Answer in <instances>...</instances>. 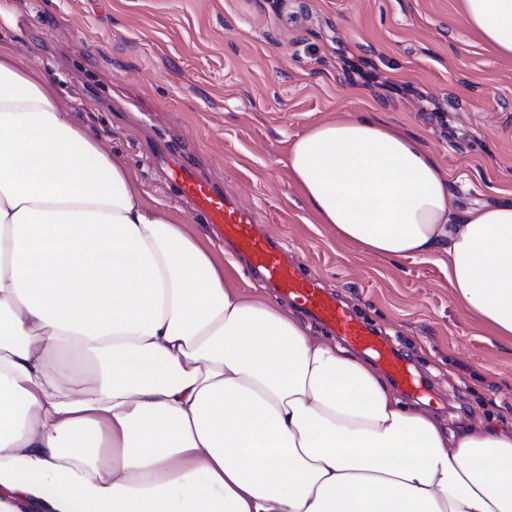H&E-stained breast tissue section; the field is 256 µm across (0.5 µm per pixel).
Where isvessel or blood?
<instances>
[{"label": "vessel or blood", "mask_w": 512, "mask_h": 512, "mask_svg": "<svg viewBox=\"0 0 512 512\" xmlns=\"http://www.w3.org/2000/svg\"><path fill=\"white\" fill-rule=\"evenodd\" d=\"M163 177L190 205L191 216L202 218L219 239L231 245L254 279L287 298L345 346L376 360L398 388L425 395L426 389L407 356L387 343L375 326L336 294L323 288L317 279L306 276L293 254L260 232L253 211L200 175L189 162H168Z\"/></svg>", "instance_id": "b4317fda"}]
</instances>
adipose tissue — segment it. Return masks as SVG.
<instances>
[{
    "label": "adipose tissue",
    "instance_id": "1",
    "mask_svg": "<svg viewBox=\"0 0 512 512\" xmlns=\"http://www.w3.org/2000/svg\"><path fill=\"white\" fill-rule=\"evenodd\" d=\"M512 58V0H462ZM288 168L372 254L447 257L512 340V200L451 213L419 142L362 115ZM0 512H512V428L456 431L224 278L54 85L0 46Z\"/></svg>",
    "mask_w": 512,
    "mask_h": 512
}]
</instances>
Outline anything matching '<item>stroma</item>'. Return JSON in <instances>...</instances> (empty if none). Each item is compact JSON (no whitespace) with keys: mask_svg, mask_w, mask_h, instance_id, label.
I'll return each mask as SVG.
<instances>
[{"mask_svg":"<svg viewBox=\"0 0 512 512\" xmlns=\"http://www.w3.org/2000/svg\"><path fill=\"white\" fill-rule=\"evenodd\" d=\"M16 46L201 236L148 159L164 144L253 208L305 272L405 350L448 429L512 421V349L454 300L434 260L363 252L318 223L288 173L294 140L359 112L416 138L449 206L512 199V59L465 24L460 0H12Z\"/></svg>","mask_w":512,"mask_h":512,"instance_id":"35a3bbf8","label":"stroma"}]
</instances>
